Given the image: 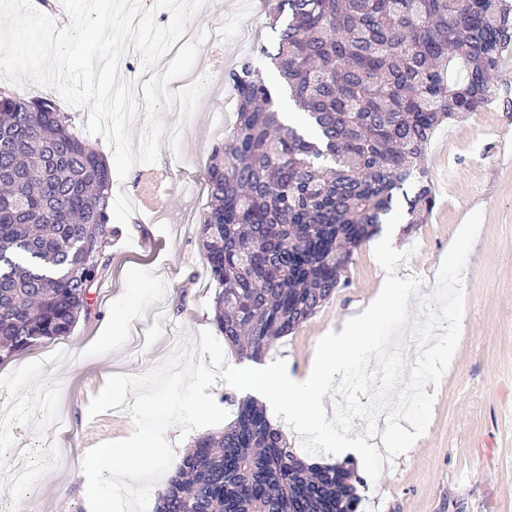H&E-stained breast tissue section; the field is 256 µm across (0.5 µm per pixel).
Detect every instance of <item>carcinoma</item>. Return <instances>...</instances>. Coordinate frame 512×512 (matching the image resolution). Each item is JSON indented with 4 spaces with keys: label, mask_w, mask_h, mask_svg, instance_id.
<instances>
[{
    "label": "carcinoma",
    "mask_w": 512,
    "mask_h": 512,
    "mask_svg": "<svg viewBox=\"0 0 512 512\" xmlns=\"http://www.w3.org/2000/svg\"><path fill=\"white\" fill-rule=\"evenodd\" d=\"M269 24L275 79L251 55L226 74L236 119L199 227L212 323L249 360L336 293L398 199L423 223L434 130L483 108L512 52V0H278ZM73 125L50 97L0 90V361L69 335L107 267L112 181ZM224 399L235 419L193 442L155 512H357L347 464L306 462L256 399Z\"/></svg>",
    "instance_id": "carcinoma-1"
}]
</instances>
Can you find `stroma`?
Masks as SVG:
<instances>
[{
	"instance_id": "stroma-1",
	"label": "stroma",
	"mask_w": 512,
	"mask_h": 512,
	"mask_svg": "<svg viewBox=\"0 0 512 512\" xmlns=\"http://www.w3.org/2000/svg\"><path fill=\"white\" fill-rule=\"evenodd\" d=\"M274 0H205L192 21L210 32L193 76L210 82L182 124L180 150L162 142L155 170L171 195L142 208L146 165L113 181L111 261L93 288L91 315L61 342L37 345L0 362V512H92L73 478L84 455L100 443L128 437L130 415L112 409L89 416L92 398L115 374L143 375L167 360L179 341L211 328L213 289L195 281L206 268L197 227L183 213L203 217L206 194L197 183L214 146L233 121L236 99L227 70L274 34ZM436 204L425 223L399 226L394 246L411 250L399 277L420 282L430 297L441 263L473 211L483 222L463 272L464 312L454 358L434 390L431 422L379 480L361 471L359 512H512V58L492 79L481 111L436 129L425 154ZM376 239L363 242L338 289L295 333L275 340L262 363L284 359L291 372L310 363L321 337L374 295L382 268ZM112 332L111 346L98 344Z\"/></svg>"
}]
</instances>
